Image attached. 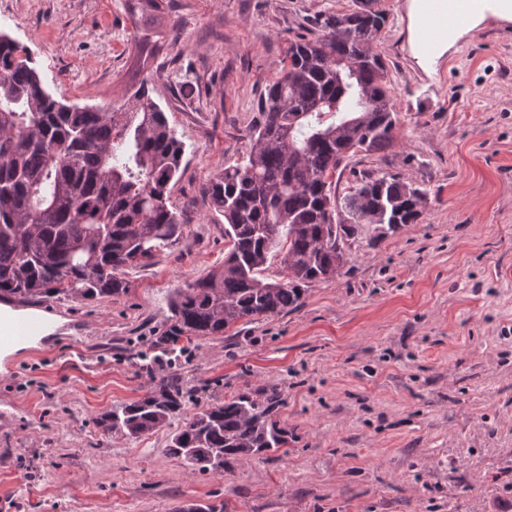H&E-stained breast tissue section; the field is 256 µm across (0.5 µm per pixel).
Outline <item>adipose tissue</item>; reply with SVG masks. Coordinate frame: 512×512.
<instances>
[{
	"instance_id": "ef3b65f1",
	"label": "adipose tissue",
	"mask_w": 512,
	"mask_h": 512,
	"mask_svg": "<svg viewBox=\"0 0 512 512\" xmlns=\"http://www.w3.org/2000/svg\"><path fill=\"white\" fill-rule=\"evenodd\" d=\"M450 6L451 0L410 2L412 22L409 41L419 64L425 69H436L442 56L485 19L495 17L512 20V0H471V10L466 20L451 26L445 21ZM23 323L34 324V336L39 339L55 334L63 320L46 311L0 303L1 336L14 335L16 326Z\"/></svg>"
}]
</instances>
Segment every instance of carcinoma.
Listing matches in <instances>:
<instances>
[{
	"mask_svg": "<svg viewBox=\"0 0 512 512\" xmlns=\"http://www.w3.org/2000/svg\"><path fill=\"white\" fill-rule=\"evenodd\" d=\"M164 0H128V11L163 12ZM387 15L378 0L319 19V34L288 41L287 63L261 98L247 150L210 181L224 218V268L169 302L158 344L182 353L248 319L286 313L306 287L336 274V226L395 231L420 218L427 193L398 176L363 175L342 199L332 177L350 155L394 142L395 104L374 41ZM25 47L0 32V294L118 298L124 269L147 265L182 234L168 206L184 147L144 79L118 106L55 99ZM281 278L267 281L270 257ZM189 392L162 377L144 398L102 413L103 432L139 437L183 416ZM275 395L246 394L196 413L176 429L169 456L222 476L232 462L274 451L287 431L271 416Z\"/></svg>",
	"mask_w": 512,
	"mask_h": 512,
	"instance_id": "1",
	"label": "carcinoma"
}]
</instances>
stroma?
I'll return each instance as SVG.
<instances>
[{"instance_id": "35a3bbf8", "label": "stroma", "mask_w": 512, "mask_h": 512, "mask_svg": "<svg viewBox=\"0 0 512 512\" xmlns=\"http://www.w3.org/2000/svg\"><path fill=\"white\" fill-rule=\"evenodd\" d=\"M353 0H170L132 19L126 0H0V32L26 47L53 96L116 104L149 79L184 146L170 201L174 249L126 268L108 300L44 298L62 335L7 357L0 373V512H512V22L488 21L425 74L407 42L408 0H381L375 41L395 142L336 174L427 192L417 223L364 226L332 278L298 308L241 320L189 354L159 346L176 290L224 264V219L207 187L245 150L288 40ZM191 391L184 414L276 390L285 447L195 473L169 429L135 439L94 423L164 376Z\"/></svg>"}]
</instances>
